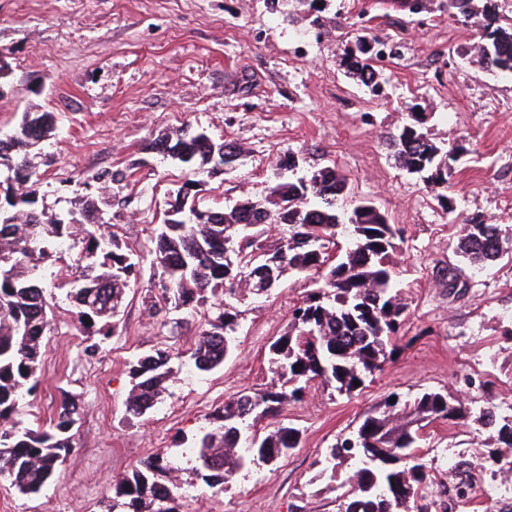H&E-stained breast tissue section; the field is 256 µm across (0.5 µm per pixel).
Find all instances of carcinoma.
Segmentation results:
<instances>
[{
  "label": "carcinoma",
  "mask_w": 512,
  "mask_h": 512,
  "mask_svg": "<svg viewBox=\"0 0 512 512\" xmlns=\"http://www.w3.org/2000/svg\"><path fill=\"white\" fill-rule=\"evenodd\" d=\"M448 7L474 21L479 31L475 52L483 68L512 75V26L496 24L491 8L478 10L474 0H448ZM348 69L364 85L376 81L371 56L351 61ZM54 124L48 112H25L13 133L0 139V167L10 180L0 199V477L23 494L40 492L56 474L72 447L78 415L75 400L65 396L51 430L22 428L17 420L24 393L41 380L42 339L51 330L41 260L71 236L74 225L37 208L28 154L50 136ZM167 140L181 148L178 162L187 166L211 162L213 148L219 146L184 131L175 139L157 136L148 148L163 153ZM390 146L408 171L429 173L433 188L448 183V157L456 146L436 145L416 125L391 135ZM311 179L316 186L309 190L300 180L279 182L268 199L247 200L229 211L199 209L191 198L192 182L187 181L151 238L149 253L167 275L164 302L144 296L151 318L164 325L171 310H194L207 304V294L224 295V301L207 312L190 352L189 360L201 373L222 364L233 349L241 315L233 301L261 297L287 276H320L319 286L292 310L287 330L269 346L270 383L224 401L215 414L217 427L197 440L198 472L212 488L224 487L254 464H276L299 446L302 431L291 422H275L260 435L255 412L273 416L284 404L301 400L315 384L340 395L353 394L355 382L363 384L382 369L405 324L407 306L397 289L393 260L400 228L370 201L360 202L348 215L341 213L338 201L348 182L336 169H316ZM100 204L93 196L83 201L88 229L75 258L78 275L70 297L77 321L87 329L103 322L97 333L107 340L116 333L110 321L121 315L126 289L141 268L140 261L122 250L115 234L102 232ZM273 224L282 234L269 245L266 236ZM340 237L348 240L347 248H338ZM455 253L478 268L501 259V225L465 222ZM171 360L169 351L156 349L130 363L127 416L139 418L161 400L172 374ZM439 419L467 424L473 418L446 390L426 389L404 402L391 393L382 406L366 413L352 434L337 439L325 462L342 457L360 461L338 512H409L412 502L417 512H429L432 480L420 448L423 430ZM473 420L478 431L497 444L481 467L494 478L511 474L512 415L503 416L490 405ZM181 489L178 468L155 457L118 481L112 512H180Z\"/></svg>",
  "instance_id": "cac0c4a2"
}]
</instances>
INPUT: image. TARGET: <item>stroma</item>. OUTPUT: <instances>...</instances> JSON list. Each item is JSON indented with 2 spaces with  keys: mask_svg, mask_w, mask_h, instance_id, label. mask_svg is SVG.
<instances>
[{
  "mask_svg": "<svg viewBox=\"0 0 512 512\" xmlns=\"http://www.w3.org/2000/svg\"><path fill=\"white\" fill-rule=\"evenodd\" d=\"M447 2L428 0L416 13L409 0H0V57L9 66L0 79V138L23 113L54 114L55 132L30 152L38 204L50 213L79 216L93 176L124 171L125 181L103 191L111 200L103 217L123 251L143 259L116 335L93 357L83 352L91 337L72 317L70 252L45 262L52 330L41 384L20 419L48 428L67 394L79 419L70 451L39 493L0 480V512H111L116 482L156 455L180 469L181 512H337L356 462L330 477L325 454L390 393L444 389L471 411L492 403L512 413V259L475 271L454 252L461 224L473 218L502 225L512 239V80L482 68L475 28ZM377 42L394 53L366 86L347 64L360 44ZM420 116L431 141L457 145L441 191L386 145ZM185 129L238 146L240 164L190 170L149 150L158 133ZM286 156L298 178L336 168L349 182L344 210L369 200L401 229L407 323L393 356L353 395L315 386L284 407L279 420L302 431L288 458L212 489L186 450L225 400L265 388L269 345L315 280L289 277L266 297L239 302L234 354L200 376L186 352L202 315L174 311L163 326L143 310L145 292L162 297L166 279L148 247L186 181L201 208L229 209L267 197ZM160 347L174 355L164 397L127 420L129 364ZM426 431L433 499L448 483L445 458L457 456L478 487L466 512H500L482 493L491 484L480 468L491 442L471 424L440 420Z\"/></svg>",
  "mask_w": 512,
  "mask_h": 512,
  "instance_id": "35a3bbf8",
  "label": "stroma"
}]
</instances>
